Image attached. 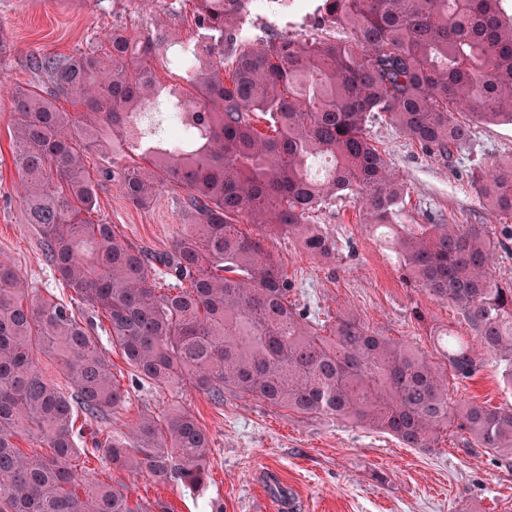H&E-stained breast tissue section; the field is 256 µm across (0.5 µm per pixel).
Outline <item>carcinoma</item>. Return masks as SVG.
<instances>
[{
  "label": "carcinoma",
  "mask_w": 512,
  "mask_h": 512,
  "mask_svg": "<svg viewBox=\"0 0 512 512\" xmlns=\"http://www.w3.org/2000/svg\"><path fill=\"white\" fill-rule=\"evenodd\" d=\"M193 3L195 40L158 22L135 35L114 30L104 50L32 54L41 83L8 89L25 223L70 295L43 296L0 261V512H170L85 479L91 457L158 484L204 483L212 439L189 410L142 414L81 447L73 403L102 418L130 398L95 336L101 317L142 384L184 385L217 406L257 398L424 451L454 425L474 447L512 460V405L448 388V377L470 379L493 362L512 390V284L492 273L512 227L397 223L406 182L368 133L384 117L423 154L449 160L471 136L457 115L512 122V17L502 0H322V21L349 39L271 34L251 47L240 25L253 0ZM159 65L179 81L162 82ZM62 99L84 112L69 115ZM154 103L177 112L180 140L140 136L136 115ZM111 134L147 162L112 168L132 204L149 205L163 184L183 190L186 224L171 250L147 253L93 219L85 150ZM471 182L487 211L512 217V156ZM338 196L391 242L407 282L468 322L470 340L437 335L444 363L354 315L321 320L289 300L264 233L331 260L336 241L316 217ZM46 359L64 383L48 377ZM21 437L37 449L23 452Z\"/></svg>",
  "instance_id": "obj_1"
}]
</instances>
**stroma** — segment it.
I'll use <instances>...</instances> for the list:
<instances>
[{
    "label": "stroma",
    "mask_w": 512,
    "mask_h": 512,
    "mask_svg": "<svg viewBox=\"0 0 512 512\" xmlns=\"http://www.w3.org/2000/svg\"><path fill=\"white\" fill-rule=\"evenodd\" d=\"M162 20L181 37L195 34L189 0H0V27L13 51L0 66L7 89L37 83L31 53L72 54L104 44L115 29L135 34ZM242 41L252 45L269 34L308 35L339 42L349 32L319 22L315 8L283 10L281 19L250 12ZM0 92V260L12 263L31 288L63 296L58 274L43 259L37 234L25 224L18 202L20 178L12 161L11 99ZM369 134L386 150L406 181L401 220L406 224H489L500 220L484 210L469 179L473 168L512 154V124L479 123L469 145L451 163L423 156L385 119L370 123ZM136 152L95 149L87 154L85 175L97 192V214L135 247L170 249L183 229L182 192L163 187L148 207L134 206L105 172L113 164L140 165ZM319 222L336 241L335 259L310 257L288 236L268 233L265 244L282 263L299 308L324 314L356 315L382 335L405 340L439 358L432 330L473 332L458 312L423 290L405 284L395 252L360 224L351 198L327 205ZM97 336L109 350L113 371L128 388L122 413L102 419L79 416L86 442L105 440L119 424L144 413L173 408L191 410L212 437L210 472L204 486L188 490L158 485L144 476L112 469L106 459L92 460L88 477L124 487L136 502H163L171 512H267L273 495L293 497L298 512H512V461L493 460L470 448L459 430L449 428L435 448H407L389 435L326 417L307 418L273 409L256 399H225L214 407L202 394L173 386L136 383L105 331ZM455 395L491 406L512 403L494 365L471 380L452 384Z\"/></svg>",
    "instance_id": "obj_1"
}]
</instances>
